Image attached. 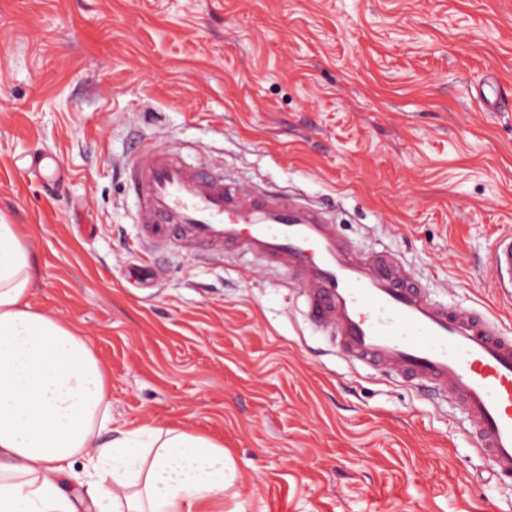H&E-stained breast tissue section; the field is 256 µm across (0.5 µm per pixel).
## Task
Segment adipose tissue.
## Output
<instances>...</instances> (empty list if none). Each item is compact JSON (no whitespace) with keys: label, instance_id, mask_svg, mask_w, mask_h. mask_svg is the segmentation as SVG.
Here are the masks:
<instances>
[{"label":"adipose tissue","instance_id":"adipose-tissue-1","mask_svg":"<svg viewBox=\"0 0 512 512\" xmlns=\"http://www.w3.org/2000/svg\"><path fill=\"white\" fill-rule=\"evenodd\" d=\"M31 256L0 223V512H78L61 482L82 461L95 512H212L233 486L227 449L173 427L112 422L106 376L86 336L31 308Z\"/></svg>","mask_w":512,"mask_h":512}]
</instances>
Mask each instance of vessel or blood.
Listing matches in <instances>:
<instances>
[{
	"mask_svg": "<svg viewBox=\"0 0 512 512\" xmlns=\"http://www.w3.org/2000/svg\"><path fill=\"white\" fill-rule=\"evenodd\" d=\"M125 174L146 245L238 247L281 270L343 356L454 402L492 474L512 482V336L494 320L435 302L394 255L357 256L328 208L276 190L241 191L149 143L137 145ZM490 269L494 288L511 300V233L497 242ZM162 276L151 264L128 268L143 288Z\"/></svg>",
	"mask_w": 512,
	"mask_h": 512,
	"instance_id": "1",
	"label": "vessel or blood"
}]
</instances>
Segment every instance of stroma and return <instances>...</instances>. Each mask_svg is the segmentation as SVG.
<instances>
[{
	"mask_svg": "<svg viewBox=\"0 0 512 512\" xmlns=\"http://www.w3.org/2000/svg\"><path fill=\"white\" fill-rule=\"evenodd\" d=\"M144 138L320 204L441 303L512 333V0H0V220L32 309L78 327L112 426L224 444V512H512L464 411L354 364L244 251L150 253L119 170ZM64 174L44 183L37 153ZM156 261L158 287L127 279ZM492 285L499 294L512 299V234L502 236L496 244L491 265Z\"/></svg>",
	"mask_w": 512,
	"mask_h": 512,
	"instance_id": "35a3bbf8",
	"label": "stroma"
}]
</instances>
